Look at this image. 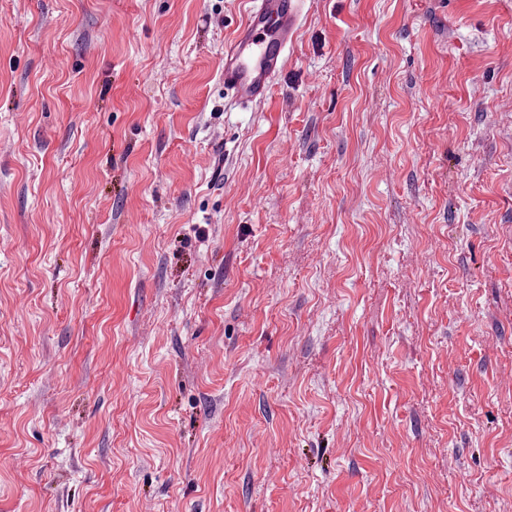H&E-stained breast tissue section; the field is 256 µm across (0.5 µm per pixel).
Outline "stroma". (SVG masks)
Returning <instances> with one entry per match:
<instances>
[{
	"label": "stroma",
	"mask_w": 512,
	"mask_h": 512,
	"mask_svg": "<svg viewBox=\"0 0 512 512\" xmlns=\"http://www.w3.org/2000/svg\"><path fill=\"white\" fill-rule=\"evenodd\" d=\"M249 7L0 0V512H512V0ZM254 4L237 36L224 46V91L243 105L262 102L285 65L296 38L298 0H250Z\"/></svg>",
	"instance_id": "35a3bbf8"
}]
</instances>
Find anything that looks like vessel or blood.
<instances>
[{"label":"vessel or blood","mask_w":512,"mask_h":512,"mask_svg":"<svg viewBox=\"0 0 512 512\" xmlns=\"http://www.w3.org/2000/svg\"><path fill=\"white\" fill-rule=\"evenodd\" d=\"M245 23L224 47V89L244 105L262 102L297 34L298 0H252Z\"/></svg>","instance_id":"obj_1"}]
</instances>
